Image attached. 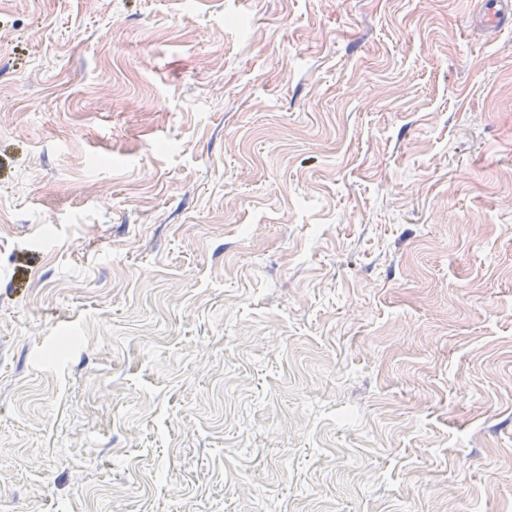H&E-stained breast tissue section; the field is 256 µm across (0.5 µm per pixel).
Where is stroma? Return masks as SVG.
Returning <instances> with one entry per match:
<instances>
[{
    "label": "stroma",
    "mask_w": 512,
    "mask_h": 512,
    "mask_svg": "<svg viewBox=\"0 0 512 512\" xmlns=\"http://www.w3.org/2000/svg\"><path fill=\"white\" fill-rule=\"evenodd\" d=\"M481 5L0 0V512H512Z\"/></svg>",
    "instance_id": "35a3bbf8"
}]
</instances>
